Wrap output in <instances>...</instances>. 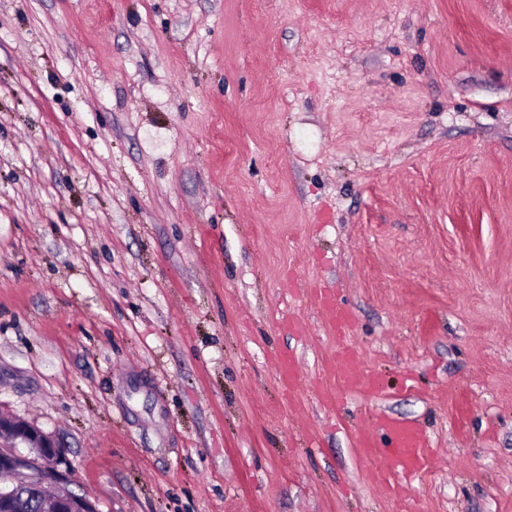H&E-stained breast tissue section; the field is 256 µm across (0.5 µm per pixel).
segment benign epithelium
<instances>
[{"mask_svg":"<svg viewBox=\"0 0 512 512\" xmlns=\"http://www.w3.org/2000/svg\"><path fill=\"white\" fill-rule=\"evenodd\" d=\"M71 474V463L57 439L23 420L0 415V512L18 507L20 488L46 483L58 490L53 512H97L88 498L65 489Z\"/></svg>","mask_w":512,"mask_h":512,"instance_id":"1","label":"benign epithelium"}]
</instances>
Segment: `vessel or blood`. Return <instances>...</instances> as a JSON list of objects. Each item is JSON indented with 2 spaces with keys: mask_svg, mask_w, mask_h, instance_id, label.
<instances>
[{
  "mask_svg": "<svg viewBox=\"0 0 512 512\" xmlns=\"http://www.w3.org/2000/svg\"><path fill=\"white\" fill-rule=\"evenodd\" d=\"M318 305L330 330L341 333L348 330L350 312L337 303L328 291L319 293ZM324 372L338 381L336 390L323 393L327 406H336L352 395L365 393L375 396L379 393L375 376L364 368L356 347L347 342L338 344L333 356L326 362ZM376 428L387 436V447H377L369 439L360 443L372 460L374 477L394 489L399 488L401 483L419 477L429 463L430 448V440L422 429L413 423L390 418L380 419Z\"/></svg>",
  "mask_w": 512,
  "mask_h": 512,
  "instance_id": "b4317fda",
  "label": "vessel or blood"
}]
</instances>
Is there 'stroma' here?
<instances>
[{"label":"stroma","instance_id":"35a3bbf8","mask_svg":"<svg viewBox=\"0 0 512 512\" xmlns=\"http://www.w3.org/2000/svg\"><path fill=\"white\" fill-rule=\"evenodd\" d=\"M0 415L98 512H512V0H0ZM318 298V305L321 310L324 323L333 332H345L348 330L351 323L350 312L337 303L327 290L320 291ZM324 372L339 383L335 391L323 389L324 403L329 407H335L352 395L366 393L373 397L379 394L375 376L364 368L356 347L344 340L324 365ZM376 429L387 436V448H377L371 439L362 440L358 447L364 448L373 460V476L393 489L419 477L430 458V440L422 429L411 422L390 418H381Z\"/></svg>","mask_w":512,"mask_h":512}]
</instances>
